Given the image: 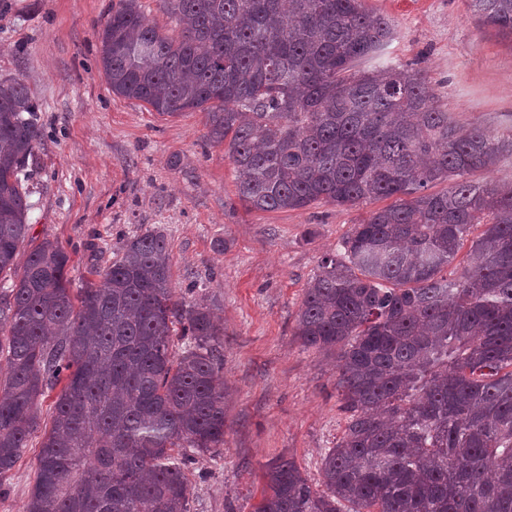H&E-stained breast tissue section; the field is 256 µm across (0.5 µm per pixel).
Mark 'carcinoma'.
<instances>
[{"label": "carcinoma", "mask_w": 512, "mask_h": 512, "mask_svg": "<svg viewBox=\"0 0 512 512\" xmlns=\"http://www.w3.org/2000/svg\"><path fill=\"white\" fill-rule=\"evenodd\" d=\"M466 2L512 36V0ZM165 3L176 39L139 0L112 8L98 39L113 94L205 113L252 210L393 199L322 256L296 315L302 346L335 359L348 414L324 490L280 456L253 512H512V183L469 179L512 153V132L460 126L420 68L357 69L394 34L364 0ZM41 140L26 85L1 79L0 479L57 389L25 512H190L187 450L224 445L215 304L174 299L158 228L75 296L59 243L18 265ZM475 224L460 275L444 273Z\"/></svg>", "instance_id": "cac0c4a2"}]
</instances>
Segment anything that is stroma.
<instances>
[{
  "instance_id": "1",
  "label": "stroma",
  "mask_w": 512,
  "mask_h": 512,
  "mask_svg": "<svg viewBox=\"0 0 512 512\" xmlns=\"http://www.w3.org/2000/svg\"><path fill=\"white\" fill-rule=\"evenodd\" d=\"M116 0H0V79L24 81L42 142L29 184V236L66 249L72 288L109 265L123 239L162 228L177 293L220 304L224 329V446L194 453L190 512H252L263 466L290 455L314 488L321 457L345 428L336 367L295 334L303 293L325 253L385 207L317 201L255 211L235 195L223 146L209 144L202 112L159 115L115 95L97 31ZM395 24L394 39L362 68L423 60L460 125L512 128V37L477 22L465 0H366ZM38 440L0 479V512H24Z\"/></svg>"
}]
</instances>
